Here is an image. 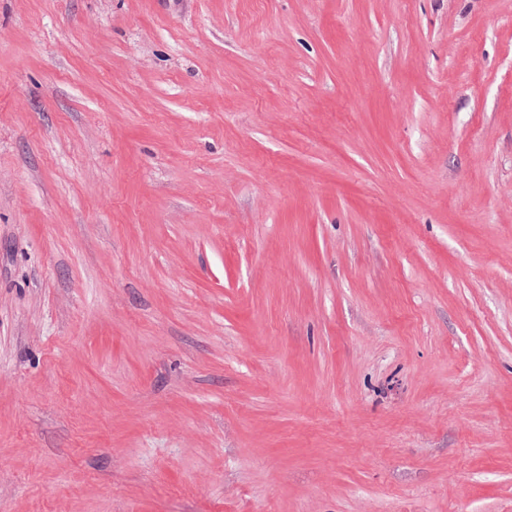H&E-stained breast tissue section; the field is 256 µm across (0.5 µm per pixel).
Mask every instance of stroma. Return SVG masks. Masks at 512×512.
<instances>
[{
  "instance_id": "stroma-1",
  "label": "stroma",
  "mask_w": 512,
  "mask_h": 512,
  "mask_svg": "<svg viewBox=\"0 0 512 512\" xmlns=\"http://www.w3.org/2000/svg\"><path fill=\"white\" fill-rule=\"evenodd\" d=\"M0 512H512V0H0Z\"/></svg>"
}]
</instances>
